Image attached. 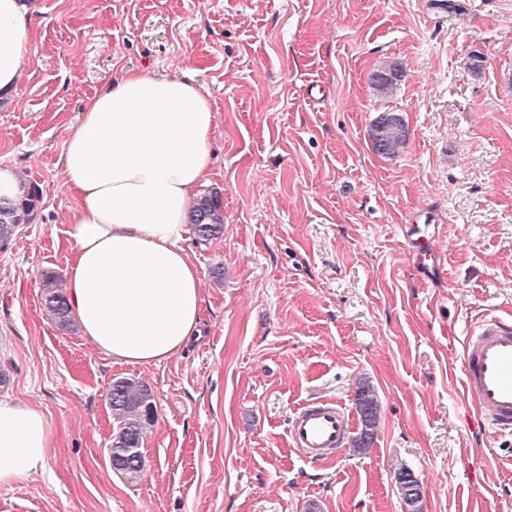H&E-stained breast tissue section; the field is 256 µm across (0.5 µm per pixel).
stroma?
I'll return each instance as SVG.
<instances>
[{
    "label": "stroma",
    "mask_w": 512,
    "mask_h": 512,
    "mask_svg": "<svg viewBox=\"0 0 512 512\" xmlns=\"http://www.w3.org/2000/svg\"><path fill=\"white\" fill-rule=\"evenodd\" d=\"M34 43L0 100V164L36 186L32 224L0 250V399L47 417L46 462L0 487V512H512V438L478 429L462 342L512 315V0H36ZM484 68L467 69L472 54ZM395 63L392 96L367 77ZM190 75L215 115L207 189L224 235L184 246L201 275L202 334L157 365L117 364L46 316L78 206L59 165L85 101L113 75ZM399 112L408 142L377 155L368 129ZM428 218L422 274L407 228ZM151 386L156 421L138 483L116 474L114 379ZM365 453L311 462L291 418L330 400ZM355 408L361 427L351 440V448L355 453H362L371 447L379 424L378 401L368 383L358 387L355 394ZM403 501L409 512H421L423 500V487L420 481L407 468L396 473Z\"/></svg>",
    "instance_id": "35a3bbf8"
}]
</instances>
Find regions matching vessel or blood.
I'll list each match as a JSON object with an SVG mask.
<instances>
[{
    "mask_svg": "<svg viewBox=\"0 0 512 512\" xmlns=\"http://www.w3.org/2000/svg\"><path fill=\"white\" fill-rule=\"evenodd\" d=\"M462 389L478 411L481 430L512 437V316H484L467 333ZM348 433L345 411L331 401L303 405L289 427L292 446L308 460L340 456Z\"/></svg>",
    "mask_w": 512,
    "mask_h": 512,
    "instance_id": "1",
    "label": "vessel or blood"
}]
</instances>
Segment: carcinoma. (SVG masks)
I'll use <instances>...</instances> for the list:
<instances>
[{
	"label": "carcinoma",
	"mask_w": 512,
	"mask_h": 512,
	"mask_svg": "<svg viewBox=\"0 0 512 512\" xmlns=\"http://www.w3.org/2000/svg\"><path fill=\"white\" fill-rule=\"evenodd\" d=\"M402 78L396 64L376 69L369 74L368 84L378 97L393 94ZM369 137L374 151L384 157H395L405 148L408 130L397 112H384L370 128ZM40 202L35 186L22 188L13 200L0 199V246L7 245L18 234L20 227L31 223ZM196 238L210 242L224 235V209L221 193L209 190L200 195L191 215ZM43 307L62 328L74 326L67 295L57 287V275H43ZM107 402L117 429L112 435L109 459L114 469L130 484L141 478L146 460L142 451L143 438L155 422V401L151 387L143 381L121 378L112 382ZM355 408L360 418V429L351 440V448L361 453L371 447L378 430L379 406L369 384L363 383L355 394ZM403 501L408 512H422L423 487L411 470L403 468L396 473Z\"/></svg>",
	"instance_id": "cac0c4a2"
}]
</instances>
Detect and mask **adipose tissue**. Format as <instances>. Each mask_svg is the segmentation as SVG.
Returning <instances> with one entry per match:
<instances>
[{
	"instance_id": "adipose-tissue-1",
	"label": "adipose tissue",
	"mask_w": 512,
	"mask_h": 512,
	"mask_svg": "<svg viewBox=\"0 0 512 512\" xmlns=\"http://www.w3.org/2000/svg\"><path fill=\"white\" fill-rule=\"evenodd\" d=\"M34 0H0V95L34 42ZM215 114L191 78L123 72L85 104L61 163L79 198L67 235V297L83 333L113 362L150 365L200 335L201 277L182 246L210 167ZM50 424L0 400V487L42 468Z\"/></svg>"
}]
</instances>
